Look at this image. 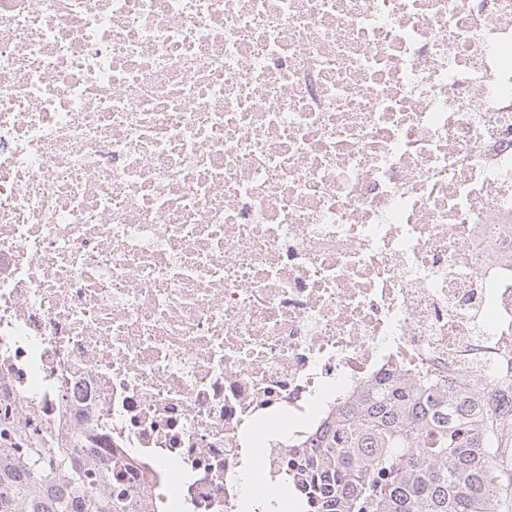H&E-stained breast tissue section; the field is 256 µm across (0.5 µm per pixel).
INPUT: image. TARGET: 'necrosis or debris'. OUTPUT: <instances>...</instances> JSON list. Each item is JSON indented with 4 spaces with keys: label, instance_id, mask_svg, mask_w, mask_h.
<instances>
[{
    "label": "necrosis or debris",
    "instance_id": "1",
    "mask_svg": "<svg viewBox=\"0 0 512 512\" xmlns=\"http://www.w3.org/2000/svg\"><path fill=\"white\" fill-rule=\"evenodd\" d=\"M397 376L512 395V0H0V412L249 512Z\"/></svg>",
    "mask_w": 512,
    "mask_h": 512
}]
</instances>
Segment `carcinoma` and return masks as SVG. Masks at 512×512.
<instances>
[{
	"label": "carcinoma",
	"mask_w": 512,
	"mask_h": 512,
	"mask_svg": "<svg viewBox=\"0 0 512 512\" xmlns=\"http://www.w3.org/2000/svg\"><path fill=\"white\" fill-rule=\"evenodd\" d=\"M10 433L0 450V512H138L137 496L74 449H55L41 427L0 417ZM512 444L498 425L461 395L424 380L376 384L343 407L312 438L315 449L290 478L309 488L306 512H506L512 494L498 488L512 471Z\"/></svg>",
	"instance_id": "obj_1"
}]
</instances>
